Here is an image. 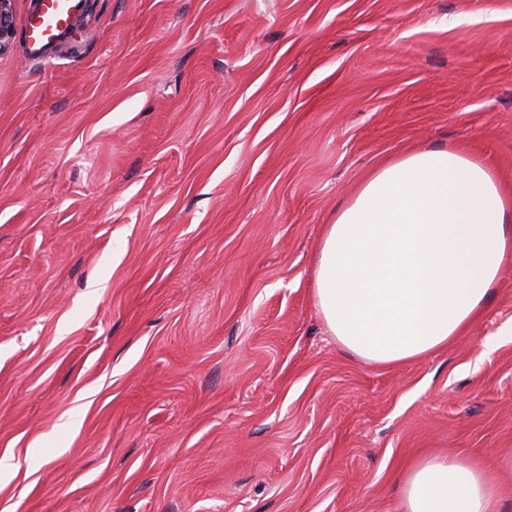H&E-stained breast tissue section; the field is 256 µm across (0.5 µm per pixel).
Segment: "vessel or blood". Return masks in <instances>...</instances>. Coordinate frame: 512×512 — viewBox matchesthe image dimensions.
Masks as SVG:
<instances>
[{
	"instance_id": "vessel-or-blood-1",
	"label": "vessel or blood",
	"mask_w": 512,
	"mask_h": 512,
	"mask_svg": "<svg viewBox=\"0 0 512 512\" xmlns=\"http://www.w3.org/2000/svg\"><path fill=\"white\" fill-rule=\"evenodd\" d=\"M82 0H36L27 14L23 32L33 58H41L44 49L58 42L81 15Z\"/></svg>"
}]
</instances>
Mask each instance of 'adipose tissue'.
<instances>
[{"instance_id":"ef3b65f1","label":"adipose tissue","mask_w":512,"mask_h":512,"mask_svg":"<svg viewBox=\"0 0 512 512\" xmlns=\"http://www.w3.org/2000/svg\"><path fill=\"white\" fill-rule=\"evenodd\" d=\"M512 264V196L483 161L427 148L375 170L325 225L316 306L362 360L400 364L461 336ZM404 512H499L500 488L472 461L418 460Z\"/></svg>"}]
</instances>
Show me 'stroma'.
<instances>
[{
	"mask_svg": "<svg viewBox=\"0 0 512 512\" xmlns=\"http://www.w3.org/2000/svg\"><path fill=\"white\" fill-rule=\"evenodd\" d=\"M512 192V0H83L0 55V512H403L445 453L512 512V266L448 346L379 366L313 295L382 162ZM81 3L82 0H36L23 26L34 59H43V50L76 26L81 16Z\"/></svg>",
	"mask_w": 512,
	"mask_h": 512,
	"instance_id": "obj_1",
	"label": "stroma"
}]
</instances>
